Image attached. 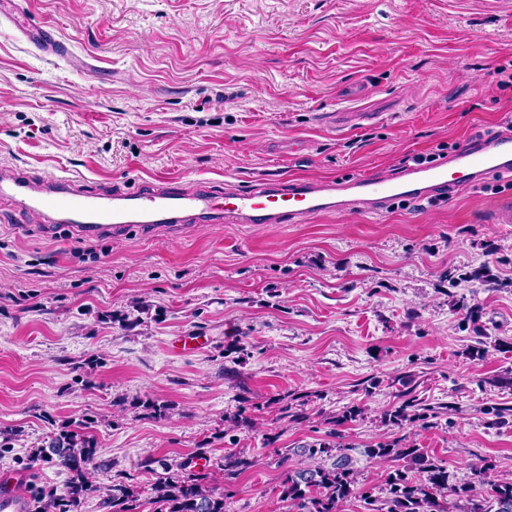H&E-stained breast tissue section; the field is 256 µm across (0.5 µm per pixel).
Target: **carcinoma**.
<instances>
[{"label": "carcinoma", "mask_w": 512, "mask_h": 512, "mask_svg": "<svg viewBox=\"0 0 512 512\" xmlns=\"http://www.w3.org/2000/svg\"><path fill=\"white\" fill-rule=\"evenodd\" d=\"M397 382L402 386L397 392L399 404L383 414L382 424L403 430L426 422L427 414L420 411L413 390L404 378ZM349 451L325 440L301 449L309 463L284 473L283 499L296 512H341L343 503L355 495L364 501L366 512H448L450 501L458 512H512L511 478L489 484L487 493L478 495L470 482H449L447 466L404 438L381 441L363 450L368 459L391 463L393 469L387 475L383 496L360 492ZM96 452L93 436L71 429L54 435L47 446L36 450L34 460L72 474L65 494L48 499L47 512H69L93 491L85 472L94 464ZM219 464L232 473L247 470L253 461L230 452ZM206 479L199 472L176 474L154 485L155 502L165 512H225L224 490L206 485ZM135 502L134 490L125 484L104 489L102 506L112 512H133Z\"/></svg>", "instance_id": "cac0c4a2"}]
</instances>
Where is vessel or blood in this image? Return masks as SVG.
<instances>
[{
    "instance_id": "obj_1",
    "label": "vessel or blood",
    "mask_w": 512,
    "mask_h": 512,
    "mask_svg": "<svg viewBox=\"0 0 512 512\" xmlns=\"http://www.w3.org/2000/svg\"><path fill=\"white\" fill-rule=\"evenodd\" d=\"M0 14L10 16L52 55L69 57L66 44L37 25L17 0H0ZM495 174L512 176V132L467 141L440 161L406 167L393 177L371 174L339 181L306 176L285 189L266 180L245 190L225 187L220 198L202 188L172 186L160 175L136 190L107 194L78 189L62 177L35 181L4 168L0 203L36 211L47 223L71 225L80 236L118 233L130 224H185L205 216L228 224H301L320 214L356 208L378 212L397 200L424 201ZM16 482L11 474L0 477V512H27L25 499L13 490Z\"/></svg>"
}]
</instances>
